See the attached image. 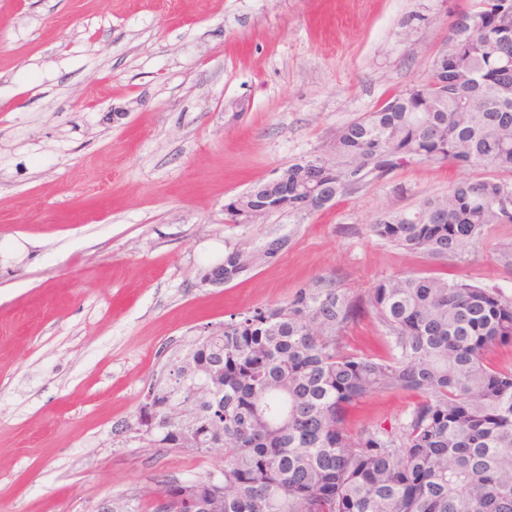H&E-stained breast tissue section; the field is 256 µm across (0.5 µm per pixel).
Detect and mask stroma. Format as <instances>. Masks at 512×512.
<instances>
[{"label": "stroma", "mask_w": 512, "mask_h": 512, "mask_svg": "<svg viewBox=\"0 0 512 512\" xmlns=\"http://www.w3.org/2000/svg\"><path fill=\"white\" fill-rule=\"evenodd\" d=\"M471 0H0V512L147 504L224 451L139 440L165 355L230 315L332 280L364 302L413 274L512 295V224L433 259L373 236L470 168L413 163L312 213L246 224L224 206L387 97L423 83ZM287 237L213 288L203 269ZM387 356L364 317L347 333ZM419 393L367 397L352 430L404 422Z\"/></svg>", "instance_id": "35a3bbf8"}]
</instances>
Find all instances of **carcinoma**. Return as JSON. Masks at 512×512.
Returning <instances> with one entry per match:
<instances>
[{
    "mask_svg": "<svg viewBox=\"0 0 512 512\" xmlns=\"http://www.w3.org/2000/svg\"><path fill=\"white\" fill-rule=\"evenodd\" d=\"M512 0H473L452 26L432 80L386 99L336 131L328 148L289 165L288 191L256 188L246 210L309 212L411 163L487 170L411 210L370 225L380 240L444 259L498 224H512ZM281 237L259 252L277 259ZM249 270L224 257V282ZM370 313L389 337L386 358L344 341ZM512 344V296L464 280L389 277L367 304L332 281L282 306L230 316L221 336H199L177 356L179 379L156 380L135 424L152 443L202 453L221 439L219 475L164 488L179 512H512V371L485 365ZM425 399L398 430L351 434L358 401L393 389Z\"/></svg>",
    "mask_w": 512,
    "mask_h": 512,
    "instance_id": "cac0c4a2",
    "label": "carcinoma"
}]
</instances>
